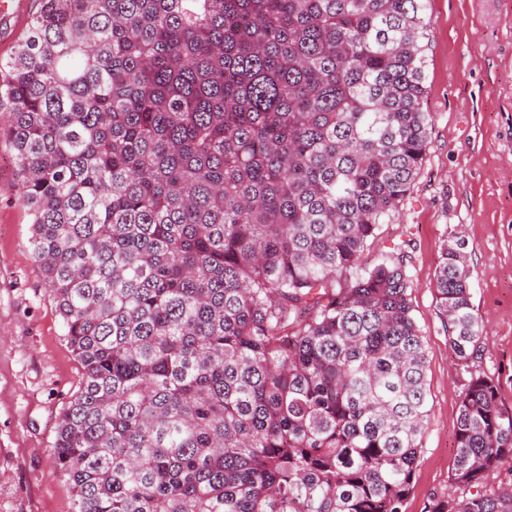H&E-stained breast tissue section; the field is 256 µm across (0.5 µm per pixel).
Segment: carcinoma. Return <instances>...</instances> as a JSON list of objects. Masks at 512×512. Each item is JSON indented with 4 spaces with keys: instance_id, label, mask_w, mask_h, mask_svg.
Segmentation results:
<instances>
[{
    "instance_id": "1",
    "label": "carcinoma",
    "mask_w": 512,
    "mask_h": 512,
    "mask_svg": "<svg viewBox=\"0 0 512 512\" xmlns=\"http://www.w3.org/2000/svg\"><path fill=\"white\" fill-rule=\"evenodd\" d=\"M429 0H41L0 57L33 255L82 368L72 512H402L428 424L409 242L363 263L428 146ZM468 243L436 276L468 377L429 512L483 486L512 413L471 371Z\"/></svg>"
}]
</instances>
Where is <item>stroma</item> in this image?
<instances>
[{"label": "stroma", "instance_id": "35a3bbf8", "mask_svg": "<svg viewBox=\"0 0 512 512\" xmlns=\"http://www.w3.org/2000/svg\"><path fill=\"white\" fill-rule=\"evenodd\" d=\"M39 8L40 0H16L14 13L0 16V56L26 36ZM427 19L426 155L398 213L364 252L374 263L410 241L413 315L428 352L429 427L404 512H428L433 495L450 488L462 369L437 309L435 277L458 231L484 325L478 367L512 410V0H430ZM9 125L0 112V512H70L54 441L81 370L32 254Z\"/></svg>", "mask_w": 512, "mask_h": 512}]
</instances>
